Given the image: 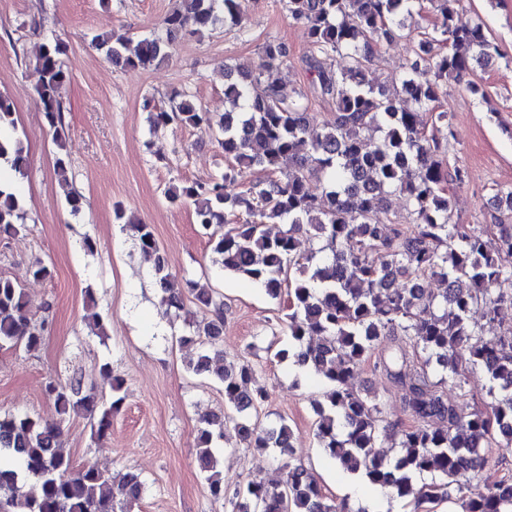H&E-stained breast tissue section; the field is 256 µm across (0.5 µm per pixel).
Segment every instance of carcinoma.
Segmentation results:
<instances>
[{
    "instance_id": "cac0c4a2",
    "label": "carcinoma",
    "mask_w": 512,
    "mask_h": 512,
    "mask_svg": "<svg viewBox=\"0 0 512 512\" xmlns=\"http://www.w3.org/2000/svg\"><path fill=\"white\" fill-rule=\"evenodd\" d=\"M430 3L436 11L432 31L413 46L406 59L404 105L366 79L380 44L403 37L405 20ZM461 0H287L289 17L302 24L309 41L308 69L314 93L331 103L334 119L318 122L305 98L285 95L280 77L288 51L277 41L262 46L253 71L226 68V108L213 124L209 113L186 93H177L167 108L150 102L155 128L179 124L206 127L224 151V173L168 189L172 202L190 201L194 219L208 237L224 270L252 282L273 299L286 297V327L293 350L277 357L290 360L325 384L316 402L315 438L346 472L366 486L400 499L449 498L450 479L461 468L479 470L491 464L488 449L512 446V328L485 345L471 343L472 310L480 306L490 323L503 306L512 307V224H495L498 245L491 249L481 230L451 222L448 185L461 184L467 172L448 168L443 141L448 113L437 112L441 81L462 78L490 56L492 42L482 23L455 25ZM167 33L200 38L218 26L242 27L241 0H178L165 19ZM113 65L147 69L169 57L160 38L137 41L125 35L96 37ZM59 41L42 46L37 58L38 92L45 120L61 139L65 128L59 87L69 79ZM347 65L332 64L335 57ZM431 71L434 80L421 76ZM428 113L436 133L423 132ZM378 127L382 137L372 146L365 132ZM15 127L10 100L0 94V131ZM24 176L29 159L21 138H0V161ZM290 162L283 168V161ZM256 178L239 191L243 171ZM323 183L316 193L313 182ZM400 193L413 207L414 222H392L386 197ZM232 215L237 222L221 232L216 225ZM22 212L11 181L0 169V236L21 228ZM126 229L140 249L154 256L159 304L183 308V289L168 270L153 228L139 220ZM306 234L317 248L296 253V236ZM436 276L447 284L438 294L421 281ZM498 287L492 292L490 286ZM207 317L192 324L184 343L201 337L202 350L189 364L196 375H212L224 389L231 411L205 415L196 437L197 463L211 496L231 512H348L346 504L326 501L314 475L303 465H288L285 480L271 488L247 478L233 490L218 470L216 444L231 427L247 447L293 453V434L285 422L262 425L251 411L266 401L251 389L255 369L246 360L224 362L219 341L207 339L224 328V299L206 291L195 294ZM19 286L0 276V349L31 351L44 341V324L28 313ZM86 324L105 334L102 317L87 295ZM320 337L318 345L311 337ZM393 342L374 369L402 391L405 411L414 421L397 427L382 402L358 390L355 371L371 358L381 338ZM479 368L490 386V400L467 415L448 404L445 387L463 388L467 374ZM123 381L112 379V398L100 400L82 377L45 386L59 422L29 414L0 415V512H131L143 483L133 472L116 480L110 473L74 465L61 446L60 423L73 415L90 419L91 438L112 428L122 407ZM394 442L399 453L386 460L374 449ZM430 474L438 480L418 486ZM37 480L35 492L22 489V478ZM462 512H512V482H499L460 496Z\"/></svg>"
}]
</instances>
